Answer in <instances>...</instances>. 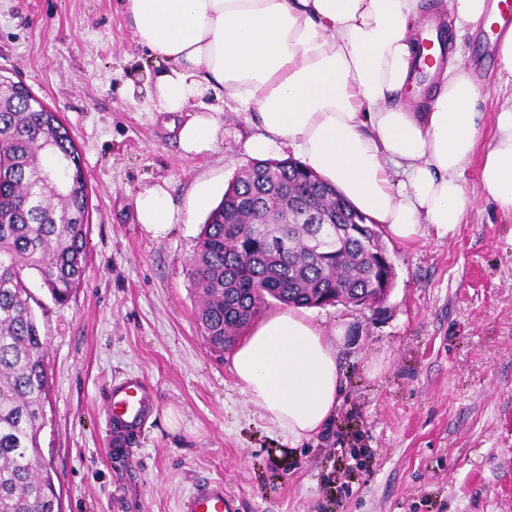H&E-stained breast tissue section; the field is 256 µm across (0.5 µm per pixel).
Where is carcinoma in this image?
Here are the masks:
<instances>
[{
    "label": "carcinoma",
    "instance_id": "obj_1",
    "mask_svg": "<svg viewBox=\"0 0 512 512\" xmlns=\"http://www.w3.org/2000/svg\"><path fill=\"white\" fill-rule=\"evenodd\" d=\"M289 159L252 162L209 213L190 267L197 321L211 347H234L271 298L321 306L353 298L386 274L380 225L322 253L301 210L341 220L360 212L317 174ZM89 188L67 126L29 90L5 86L0 104V512H62L39 442L49 396L46 339L28 279L65 303L88 261Z\"/></svg>",
    "mask_w": 512,
    "mask_h": 512
}]
</instances>
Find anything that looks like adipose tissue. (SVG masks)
Returning a JSON list of instances; mask_svg holds the SVG:
<instances>
[{
    "mask_svg": "<svg viewBox=\"0 0 512 512\" xmlns=\"http://www.w3.org/2000/svg\"><path fill=\"white\" fill-rule=\"evenodd\" d=\"M137 44L162 64L153 97L163 112H189L181 149H215L225 106L255 116L250 153L287 147L359 211L406 244L454 234L472 200L465 170L512 215V97L484 123L478 87L462 62L467 32L498 15L496 0H123ZM429 12L449 23L448 58L418 110L400 102L410 80L413 28ZM137 220L164 235L178 212L161 185L135 198ZM337 333L302 308L255 323L232 372L255 414L289 444L324 430L341 389Z\"/></svg>",
    "mask_w": 512,
    "mask_h": 512,
    "instance_id": "adipose-tissue-1",
    "label": "adipose tissue"
}]
</instances>
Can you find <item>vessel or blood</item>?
<instances>
[{"instance_id":"vessel-or-blood-1","label":"vessel or blood","mask_w":512,"mask_h":512,"mask_svg":"<svg viewBox=\"0 0 512 512\" xmlns=\"http://www.w3.org/2000/svg\"><path fill=\"white\" fill-rule=\"evenodd\" d=\"M441 37L440 25L431 21L422 23L415 33L423 69L415 73L417 93L426 90L425 67L430 64V51ZM157 404V394L148 381L139 375H127L112 384L108 391L106 417L109 424L107 444L122 446L129 437L138 433L152 416ZM185 512H234L233 502L224 490L220 479L197 484L189 493Z\"/></svg>"}]
</instances>
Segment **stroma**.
<instances>
[{
    "mask_svg": "<svg viewBox=\"0 0 512 512\" xmlns=\"http://www.w3.org/2000/svg\"><path fill=\"white\" fill-rule=\"evenodd\" d=\"M483 111L512 95L496 51L464 37ZM157 71L120 0H0V72L59 112L90 190L88 264L71 300L29 280L47 341L40 434L63 512H181L222 479L238 512H512V216L465 172L475 201L452 236L384 244L394 286L376 307H317L338 344L332 426L285 443L245 402L231 351L209 348L187 276L210 207L253 160L249 112H224L214 151L178 144L184 112L158 111ZM167 188L179 220L152 237L143 187ZM145 376L160 404L128 460L105 445L109 382Z\"/></svg>",
    "mask_w": 512,
    "mask_h": 512,
    "instance_id": "obj_1",
    "label": "stroma"
}]
</instances>
